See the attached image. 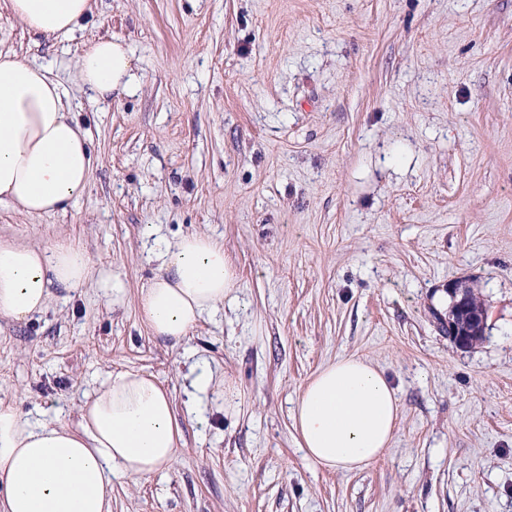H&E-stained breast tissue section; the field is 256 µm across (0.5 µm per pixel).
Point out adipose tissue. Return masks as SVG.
<instances>
[{"label": "adipose tissue", "instance_id": "ef3b65f1", "mask_svg": "<svg viewBox=\"0 0 512 512\" xmlns=\"http://www.w3.org/2000/svg\"><path fill=\"white\" fill-rule=\"evenodd\" d=\"M27 28L46 37L81 29L93 0H9ZM95 99L129 93L133 57L103 36L78 60ZM94 160L66 93L44 66L0 51V202L27 214L65 211L82 197ZM87 253L72 244L41 248L0 238V318L25 322L45 311L52 286L84 287ZM236 282L222 244L189 234L167 245L141 288L139 318L159 339L180 342ZM298 446L317 467L350 474L379 458L398 428L399 405L385 373L348 356L318 370L292 410ZM182 431L168 391L151 374H109L77 428L33 425L0 401V512H111L112 478L147 477L177 459Z\"/></svg>", "mask_w": 512, "mask_h": 512}]
</instances>
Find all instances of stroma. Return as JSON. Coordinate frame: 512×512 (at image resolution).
<instances>
[{"instance_id":"stroma-1","label":"stroma","mask_w":512,"mask_h":512,"mask_svg":"<svg viewBox=\"0 0 512 512\" xmlns=\"http://www.w3.org/2000/svg\"><path fill=\"white\" fill-rule=\"evenodd\" d=\"M107 34L139 82L97 102L77 62ZM0 50L48 68L95 158L65 212L0 204L1 236L94 264L43 313L0 318V400L73 427L109 373L144 370L182 427L171 468L113 479L112 512H512V0H94L68 38L0 0ZM192 233L238 279L173 344L136 296ZM457 280L488 311L467 350L439 326ZM353 355L390 378L399 422L342 474L305 460L291 413Z\"/></svg>"}]
</instances>
